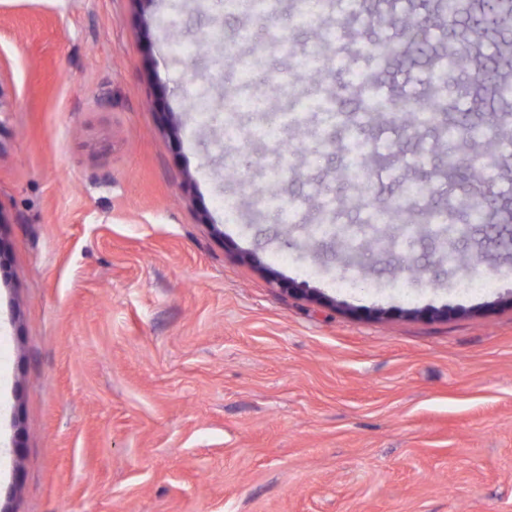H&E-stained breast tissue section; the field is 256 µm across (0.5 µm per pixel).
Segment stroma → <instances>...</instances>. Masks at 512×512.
<instances>
[{
    "label": "stroma",
    "instance_id": "obj_1",
    "mask_svg": "<svg viewBox=\"0 0 512 512\" xmlns=\"http://www.w3.org/2000/svg\"><path fill=\"white\" fill-rule=\"evenodd\" d=\"M295 2L256 20L226 0H0V512H512V223L375 233L341 178L353 131L384 205L422 180L415 211H460L481 178L512 207V165L487 167L500 131L476 113L447 180L463 73L443 124L361 115L345 91L357 71L418 96L437 17L365 0L302 23ZM329 31V68L300 67ZM353 32L394 39L390 76ZM275 33L289 53L244 75L221 50ZM456 34L512 82L489 47L512 16ZM274 70L349 124L314 109L258 137L249 101L290 107ZM279 154L292 170L273 182ZM325 200L356 252L314 235Z\"/></svg>",
    "mask_w": 512,
    "mask_h": 512
}]
</instances>
